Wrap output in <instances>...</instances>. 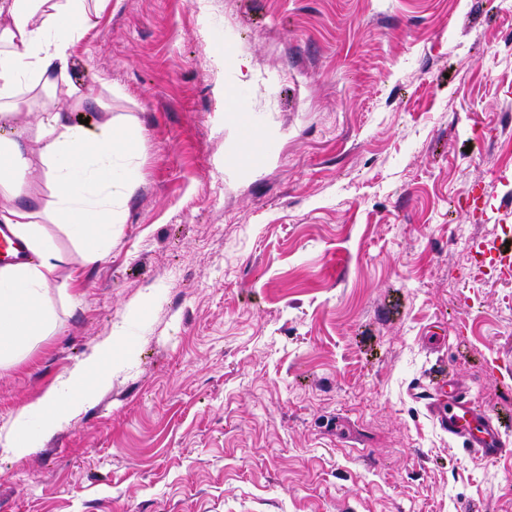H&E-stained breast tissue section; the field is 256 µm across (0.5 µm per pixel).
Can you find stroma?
I'll return each mask as SVG.
<instances>
[{"mask_svg":"<svg viewBox=\"0 0 512 512\" xmlns=\"http://www.w3.org/2000/svg\"><path fill=\"white\" fill-rule=\"evenodd\" d=\"M68 77L135 190L89 265L43 220L56 326L0 423L112 363L0 512H512V457L416 396L445 369L512 435V6L107 0Z\"/></svg>","mask_w":512,"mask_h":512,"instance_id":"obj_1","label":"stroma"}]
</instances>
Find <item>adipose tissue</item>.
<instances>
[{"label": "adipose tissue", "mask_w": 512, "mask_h": 512, "mask_svg": "<svg viewBox=\"0 0 512 512\" xmlns=\"http://www.w3.org/2000/svg\"><path fill=\"white\" fill-rule=\"evenodd\" d=\"M100 10L86 0H0V223L25 243L31 257L0 266V365L21 358L29 341L54 326L50 294L60 253L38 222L40 211L19 180L30 169L28 137H35L45 175L54 190V211L92 263L112 242L120 204L134 192L128 175L115 167L116 155L129 152L132 137L112 123L92 129L71 122L61 98L77 97L68 82L71 48L94 29ZM41 88L48 104L37 129L21 124L32 105L23 88ZM104 366L94 356L70 377L25 405L0 425V447L21 457L35 437L52 433L84 402Z\"/></svg>", "instance_id": "obj_1"}]
</instances>
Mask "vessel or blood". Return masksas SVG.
<instances>
[{
  "label": "vessel or blood",
  "instance_id": "vessel-or-blood-1",
  "mask_svg": "<svg viewBox=\"0 0 512 512\" xmlns=\"http://www.w3.org/2000/svg\"><path fill=\"white\" fill-rule=\"evenodd\" d=\"M0 256L14 264L23 262L26 256L25 245L4 227H0ZM434 391L448 397L447 406H431L433 416L444 430L453 436L467 435L470 449L485 460L512 456V441L504 438L499 425L477 409L467 392L443 379L436 382Z\"/></svg>",
  "mask_w": 512,
  "mask_h": 512
}]
</instances>
